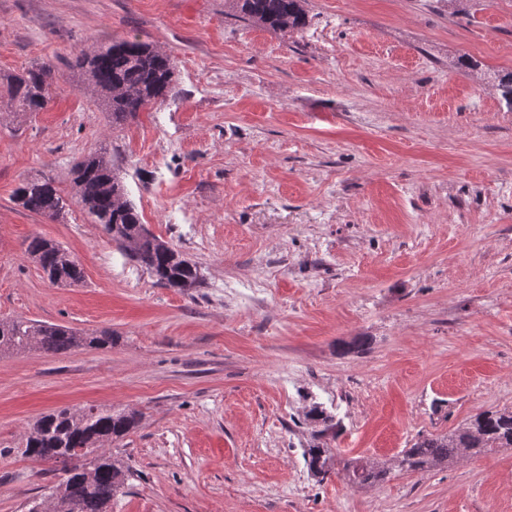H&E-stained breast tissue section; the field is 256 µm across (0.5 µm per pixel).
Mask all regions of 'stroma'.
<instances>
[{"instance_id": "stroma-1", "label": "stroma", "mask_w": 512, "mask_h": 512, "mask_svg": "<svg viewBox=\"0 0 512 512\" xmlns=\"http://www.w3.org/2000/svg\"><path fill=\"white\" fill-rule=\"evenodd\" d=\"M305 8L286 32L226 0H0V72L46 64L64 87L19 123L0 85V319L112 333L0 356V512L55 481L30 425L88 406L141 415L111 447L132 477L110 512H512V448L363 487L303 459L314 402L341 462L512 410V111L494 83L512 0ZM131 36L170 55L178 93L116 127L76 59ZM103 147L148 231L199 267L191 294L78 205L73 168ZM35 174L58 219L14 202ZM34 235L81 284L43 278ZM25 253L53 284L71 286L83 280L78 262L64 247L51 240L34 235L26 241Z\"/></svg>"}]
</instances>
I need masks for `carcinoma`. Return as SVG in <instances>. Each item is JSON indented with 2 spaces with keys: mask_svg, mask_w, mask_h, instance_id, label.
Listing matches in <instances>:
<instances>
[{
  "mask_svg": "<svg viewBox=\"0 0 512 512\" xmlns=\"http://www.w3.org/2000/svg\"><path fill=\"white\" fill-rule=\"evenodd\" d=\"M239 13L263 27L299 31L307 26L305 0H233ZM90 82L102 94L112 125L120 126L150 104H162L176 94L171 58L133 36L110 40L108 45L77 59ZM7 87L14 114L44 112L53 102L54 75L47 65L20 74L0 73ZM499 102L512 111V72L497 76ZM77 202L104 233L155 283L186 293L200 287L197 265L150 234L124 185L112 168L107 149L91 154L75 166ZM14 200L31 213L56 219L65 209L61 192L45 176L22 180ZM25 253L50 282L75 285L83 280L78 262L61 245L34 235L26 241ZM112 343V332L95 336L56 323L25 320L0 321V354L37 346L46 352L64 354L81 347L103 348ZM141 415L135 411L60 408L36 420L26 434L25 452L36 461L61 464L57 480L44 501L29 502L27 512H109L118 494L124 492L130 467L112 458L105 443L118 441L135 430ZM306 418L323 429L315 443L304 449L306 467L312 476L325 478L336 465L333 449L320 439L330 429L332 415L319 403ZM512 448V411H480L461 427L444 434H421L394 461H351L343 466L352 484L380 485L392 471L423 474L433 468L472 456Z\"/></svg>",
  "mask_w": 512,
  "mask_h": 512,
  "instance_id": "cac0c4a2",
  "label": "carcinoma"
}]
</instances>
